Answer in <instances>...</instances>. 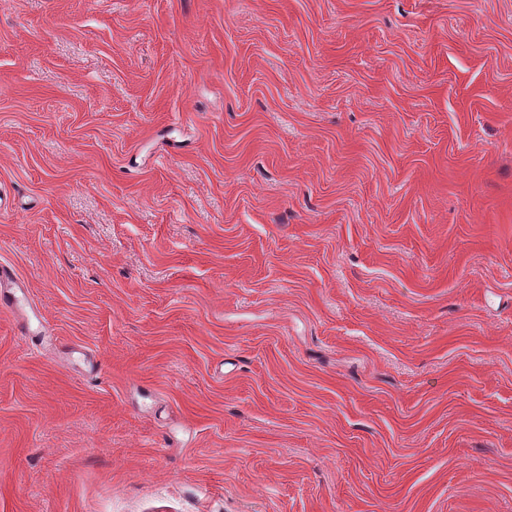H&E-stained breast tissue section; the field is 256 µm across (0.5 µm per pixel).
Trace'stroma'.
I'll list each match as a JSON object with an SVG mask.
<instances>
[{"label":"stroma","instance_id":"stroma-1","mask_svg":"<svg viewBox=\"0 0 512 512\" xmlns=\"http://www.w3.org/2000/svg\"><path fill=\"white\" fill-rule=\"evenodd\" d=\"M1 263L0 512H512V0H0ZM25 282L10 267L0 266V305L6 308H20L27 302Z\"/></svg>","mask_w":512,"mask_h":512}]
</instances>
